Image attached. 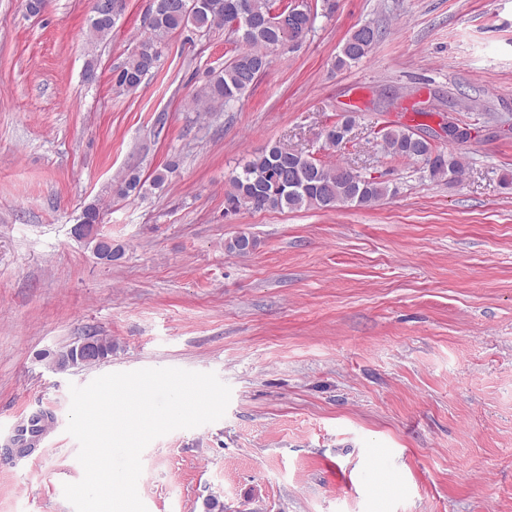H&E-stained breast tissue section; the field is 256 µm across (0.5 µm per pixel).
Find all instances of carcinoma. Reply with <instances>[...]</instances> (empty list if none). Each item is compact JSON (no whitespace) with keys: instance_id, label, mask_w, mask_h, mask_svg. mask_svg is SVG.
I'll return each mask as SVG.
<instances>
[{"instance_id":"carcinoma-1","label":"carcinoma","mask_w":512,"mask_h":512,"mask_svg":"<svg viewBox=\"0 0 512 512\" xmlns=\"http://www.w3.org/2000/svg\"><path fill=\"white\" fill-rule=\"evenodd\" d=\"M250 14L252 25L232 30L240 49L224 68L213 73L204 91L209 108L223 107L240 99L255 84L270 64L271 54L285 48L282 27L269 23L272 11L280 12L288 27L300 29L308 19L291 15L286 0H153L149 8L144 34L126 57L112 71L113 85L121 91H135L144 78L158 68L163 48L170 34L185 29H221L229 26L236 12ZM114 23L96 14L89 17V31L96 39H104ZM378 41V31L369 25L354 29L344 40L335 66L350 68L362 61ZM382 147L394 158L421 162L430 176L450 182L463 174L461 155L454 148L440 149L412 129L387 126L378 131ZM144 186L139 173L131 171L117 181L120 197L141 192ZM394 193L383 180L366 177L340 164L321 163L305 157V161L288 159L275 144L247 160L227 183L224 213H237L245 208L253 211L332 208L327 197L340 199L347 206H371ZM255 238L240 234L230 239L225 248L239 256H247L257 248Z\"/></svg>"}]
</instances>
